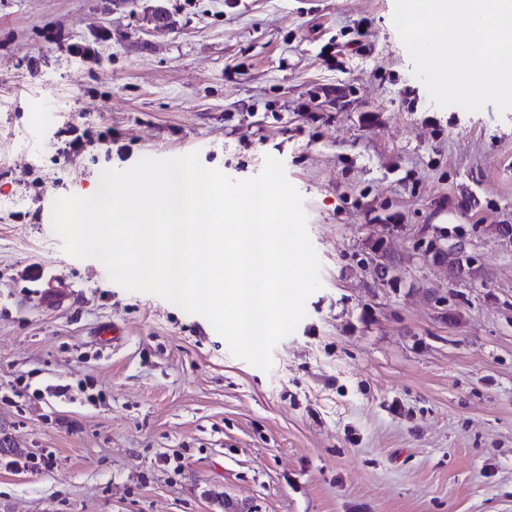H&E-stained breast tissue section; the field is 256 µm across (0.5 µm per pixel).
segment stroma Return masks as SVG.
<instances>
[{
    "label": "stroma",
    "mask_w": 512,
    "mask_h": 512,
    "mask_svg": "<svg viewBox=\"0 0 512 512\" xmlns=\"http://www.w3.org/2000/svg\"><path fill=\"white\" fill-rule=\"evenodd\" d=\"M393 12L0 0V512H512V111L434 106ZM194 151L303 198L322 287L270 371L52 230L103 169ZM435 233L483 278L423 264Z\"/></svg>",
    "instance_id": "35a3bbf8"
}]
</instances>
